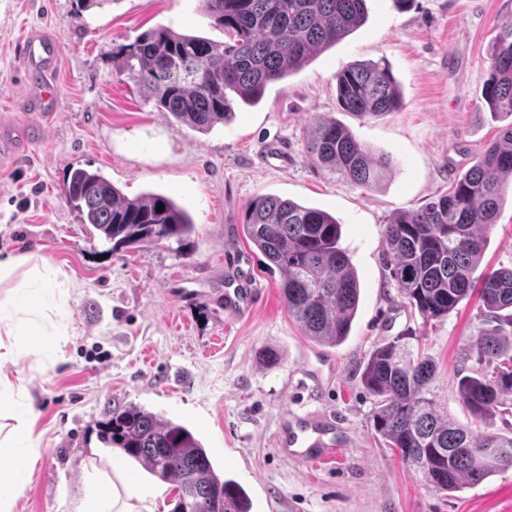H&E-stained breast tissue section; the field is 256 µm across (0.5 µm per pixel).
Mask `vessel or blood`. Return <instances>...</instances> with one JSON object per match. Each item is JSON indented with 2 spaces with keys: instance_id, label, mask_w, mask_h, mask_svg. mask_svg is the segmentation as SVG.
<instances>
[{
  "instance_id": "1",
  "label": "vessel or blood",
  "mask_w": 512,
  "mask_h": 512,
  "mask_svg": "<svg viewBox=\"0 0 512 512\" xmlns=\"http://www.w3.org/2000/svg\"><path fill=\"white\" fill-rule=\"evenodd\" d=\"M20 57L30 81L26 109L31 117L0 122V164L26 151L35 132L51 122L56 113L54 74L61 60L59 40L41 31L29 32L20 44ZM257 301V290L246 280L229 285L224 291V311L231 317L249 313ZM275 446L307 462L331 460L336 455V420L312 412L284 416Z\"/></svg>"
}]
</instances>
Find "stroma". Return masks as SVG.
Masks as SVG:
<instances>
[{"instance_id":"1","label":"stroma","mask_w":512,"mask_h":512,"mask_svg":"<svg viewBox=\"0 0 512 512\" xmlns=\"http://www.w3.org/2000/svg\"><path fill=\"white\" fill-rule=\"evenodd\" d=\"M366 23L317 53L258 104L195 132L156 109L112 65V49L165 26L223 40L199 0H0V115L24 110L28 87L18 54L31 30L62 46L58 112L29 152L0 169V262L26 254L51 260L62 291H33L39 308L62 307L60 324L36 323L16 363L1 368L23 392L16 415L39 437L29 478L11 512H77L93 481L127 477L154 512L175 493L98 438L108 410L129 403L184 424L224 479L248 495L251 512H512V469L478 485L433 491L384 448L371 426L373 398L361 382L373 348L398 336L437 365L438 409L469 424L456 381L472 336L485 327L477 299L425 322L400 296L383 245L385 224L447 192L496 137L501 120L481 98L490 46L512 0H367ZM386 61L404 97L379 119L342 111L336 76L357 61ZM346 127L393 166L361 189L311 167L306 130ZM101 170L125 195L171 196L193 219L182 242L112 252L68 203L75 168ZM273 196L327 211L360 282L348 339L335 347L306 336L280 294L281 274L241 231L245 206ZM481 266H512V188L487 232ZM250 274L259 301L225 317L229 280ZM220 349H212L215 337ZM278 347L280 364L259 360ZM336 415V456L319 465L275 446L283 415ZM16 415L0 424L15 425Z\"/></svg>"}]
</instances>
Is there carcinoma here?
I'll return each mask as SVG.
<instances>
[{
  "mask_svg": "<svg viewBox=\"0 0 512 512\" xmlns=\"http://www.w3.org/2000/svg\"><path fill=\"white\" fill-rule=\"evenodd\" d=\"M224 31V40L157 26L112 49V65L147 101L192 131L224 123L240 103L253 104L266 88L301 69L367 20L366 0H200ZM482 99L494 116L512 117V17L499 24L489 53ZM345 112L378 118L404 106L386 63L352 64L336 76ZM307 161L357 187L382 180L391 160L374 155L336 122L317 125L304 138ZM512 174V123L499 128L474 165L441 194L396 214L383 242L400 295L421 317L437 321L476 295L498 322L472 337L474 361L459 375V396L477 423L512 409V267L477 272ZM67 200L112 251L189 237L190 215L169 196L148 191L128 197L101 171L75 169ZM164 210L158 211V204ZM242 233L282 275L288 314L316 342L335 347L349 336L360 286L340 245L341 224L324 210L288 199L259 198L245 207ZM427 355L397 337L377 346L361 373L375 398L372 426L401 462L432 489L455 492L512 468V431L479 432L443 418L431 385ZM101 442L150 475L174 485L173 512H251L244 490L222 478L206 449L181 423L135 404L110 410Z\"/></svg>",
  "mask_w": 512,
  "mask_h": 512,
  "instance_id": "cac0c4a2",
  "label": "carcinoma"
}]
</instances>
